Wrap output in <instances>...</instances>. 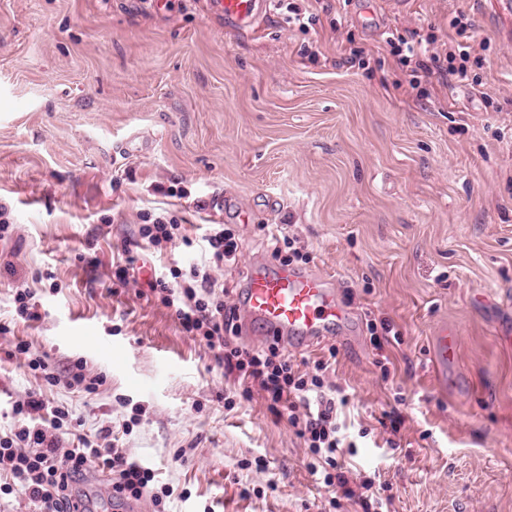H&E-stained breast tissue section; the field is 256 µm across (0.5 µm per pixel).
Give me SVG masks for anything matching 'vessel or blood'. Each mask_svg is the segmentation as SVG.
<instances>
[{
	"instance_id": "vessel-or-blood-1",
	"label": "vessel or blood",
	"mask_w": 512,
	"mask_h": 512,
	"mask_svg": "<svg viewBox=\"0 0 512 512\" xmlns=\"http://www.w3.org/2000/svg\"><path fill=\"white\" fill-rule=\"evenodd\" d=\"M270 2L207 0L212 14L238 29L251 27L267 11ZM242 306L247 324L258 325L264 338L291 349L321 342L349 317L326 278L274 264L251 272ZM456 347V337L445 333L435 337L431 356L435 376H443L449 361L455 358Z\"/></svg>"
}]
</instances>
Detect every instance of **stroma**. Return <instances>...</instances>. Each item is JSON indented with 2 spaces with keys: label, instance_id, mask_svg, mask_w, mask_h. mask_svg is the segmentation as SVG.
<instances>
[{
  "label": "stroma",
  "instance_id": "35a3bbf8",
  "mask_svg": "<svg viewBox=\"0 0 512 512\" xmlns=\"http://www.w3.org/2000/svg\"><path fill=\"white\" fill-rule=\"evenodd\" d=\"M461 13L475 87L444 73ZM392 34L428 46L422 94ZM158 216L189 244L141 252L145 270L114 286ZM0 219V431L34 394L81 422L61 449L100 439L155 473L133 502L89 470L74 493L93 512H154L165 487L166 512H324L334 495L259 391L225 410L236 375L148 291V268L200 261L209 224L240 245L213 272L225 302L273 262L267 228L285 224L350 311L346 339L291 357L335 347L351 465L389 512H512V41L489 0H273L250 30L206 0H0ZM24 289L31 321L15 313ZM370 317L397 341L374 349ZM443 326L459 342L441 383ZM19 339L57 385L11 357ZM77 361L97 393L67 385Z\"/></svg>",
  "mask_w": 512,
  "mask_h": 512
}]
</instances>
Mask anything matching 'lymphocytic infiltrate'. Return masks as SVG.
I'll list each match as a JSON object with an SVG mask.
<instances>
[{
	"mask_svg": "<svg viewBox=\"0 0 512 512\" xmlns=\"http://www.w3.org/2000/svg\"><path fill=\"white\" fill-rule=\"evenodd\" d=\"M202 239L207 244V259L186 272L176 267L154 271L148 281L150 291L173 310L183 333L203 343L218 363L248 381L242 397H249L254 386L273 414L287 412L289 424L309 450L312 475L325 486L339 488L343 499L359 504L363 512H380L383 500L374 478L353 479L342 461L354 448L344 444L338 421L348 399L332 396L327 382L335 352L298 365L276 342L250 349L237 345L239 309L225 303L211 271L236 262L239 244L232 230L220 224L207 225ZM45 409L51 412L47 424L25 425L26 417ZM13 414L22 423L0 434V473L8 477L0 483V495L25 494L38 505V512H71L73 486L90 468L110 474L112 496L119 500L140 498L154 479L152 469L130 460L119 449L87 439L81 447L59 454L57 431L79 424L67 407L50 408L43 399L31 396L17 402Z\"/></svg>",
	"mask_w": 512,
	"mask_h": 512,
	"instance_id": "1",
	"label": "lymphocytic infiltrate"
}]
</instances>
